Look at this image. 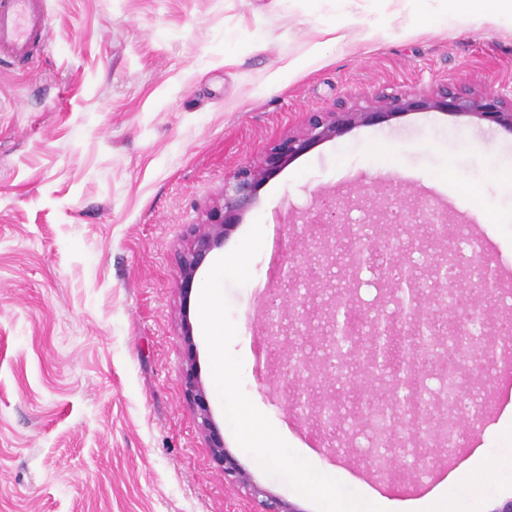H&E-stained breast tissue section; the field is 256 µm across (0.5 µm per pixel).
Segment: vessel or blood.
Segmentation results:
<instances>
[{
  "instance_id": "vessel-or-blood-1",
  "label": "vessel or blood",
  "mask_w": 512,
  "mask_h": 512,
  "mask_svg": "<svg viewBox=\"0 0 512 512\" xmlns=\"http://www.w3.org/2000/svg\"><path fill=\"white\" fill-rule=\"evenodd\" d=\"M47 31L45 0H0V59L29 61Z\"/></svg>"
}]
</instances>
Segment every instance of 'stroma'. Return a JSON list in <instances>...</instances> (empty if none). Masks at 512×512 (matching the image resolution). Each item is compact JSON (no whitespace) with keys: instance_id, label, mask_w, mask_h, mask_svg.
<instances>
[{"instance_id":"1","label":"stroma","mask_w":512,"mask_h":512,"mask_svg":"<svg viewBox=\"0 0 512 512\" xmlns=\"http://www.w3.org/2000/svg\"><path fill=\"white\" fill-rule=\"evenodd\" d=\"M48 33L32 60L0 64V512H256L224 479L194 408L184 369L194 360L226 448L253 481L296 505H315L268 476L238 445L213 382L198 312L209 265L180 293L178 256L224 181L259 161L311 112L336 101L444 84L512 89V21L416 27L414 0H46ZM345 15L353 43L310 50ZM394 149L392 162L374 152ZM512 166V132L439 111L353 128L283 166L211 257L229 253L255 221L272 248L252 278L227 285L243 389L316 469L348 487L404 501L418 479L372 470L362 397L350 395L329 439L291 406L320 383L280 377L264 334L268 307L283 319L282 275L309 266L313 218L327 195L384 187L402 204L433 203L453 233L477 221L454 187H477L512 211L489 180ZM414 243L428 276L445 242L421 224H391ZM502 289L512 290V223L488 239ZM458 389L485 404L478 436L436 440V464L474 450L512 462V359L474 373L455 356Z\"/></svg>"}]
</instances>
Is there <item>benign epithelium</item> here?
<instances>
[{
	"label": "benign epithelium",
	"mask_w": 512,
	"mask_h": 512,
	"mask_svg": "<svg viewBox=\"0 0 512 512\" xmlns=\"http://www.w3.org/2000/svg\"><path fill=\"white\" fill-rule=\"evenodd\" d=\"M442 111L450 115L488 122L512 131V95L493 87L475 90L467 85L442 86L434 90L379 94L364 103L338 101L330 112H310L303 127L283 135L257 163L239 169L224 181L219 198L206 211V218L195 225L190 239L180 252V278L183 294L192 288L195 276L209 254L220 247L230 226L239 223L257 203L258 188L291 159L307 152L316 144L334 139L348 130L364 125L379 124L410 112ZM375 213L385 219L396 205L391 197L377 193L372 197ZM351 202L327 199L321 204L314 223L324 224L327 238L311 239L309 252L318 266H327L335 260V225ZM414 217L423 215L432 224L448 223L447 216L437 208L420 202L408 208ZM349 279H354L363 266L375 259L405 258V249L398 246L388 234L364 237L356 226L349 227ZM444 260L436 266L434 278H445L447 263L456 262L455 238L448 237ZM320 288L327 293L322 303L323 322L310 328L307 318L296 315L285 325L282 318L267 314L265 335L270 344L281 348L280 374L302 377L313 375L325 385L335 384L352 389H369L383 374L392 371L405 373L403 385L411 396L390 406L374 405L359 408L358 418L369 424L378 414L396 411L395 418L405 416L415 428L416 402L422 397L424 381L419 365L409 359V351L416 337L429 332L437 335L443 330L454 336L469 334L472 312L457 300H448L434 291L442 307L448 308V320H439L423 309L427 287L420 281L414 267L394 282L399 315H390L384 307L362 309L346 292L338 291L329 281H321ZM293 335L289 339L286 334ZM185 393L196 410L199 427L205 434L214 457L224 467V476L250 497L258 506L257 512H300V510L256 484L239 465L224 445L215 424L205 389L198 377L193 359H188L184 374ZM336 395L317 400L316 424L329 431L336 440Z\"/></svg>",
	"instance_id": "benign-epithelium-1"
}]
</instances>
